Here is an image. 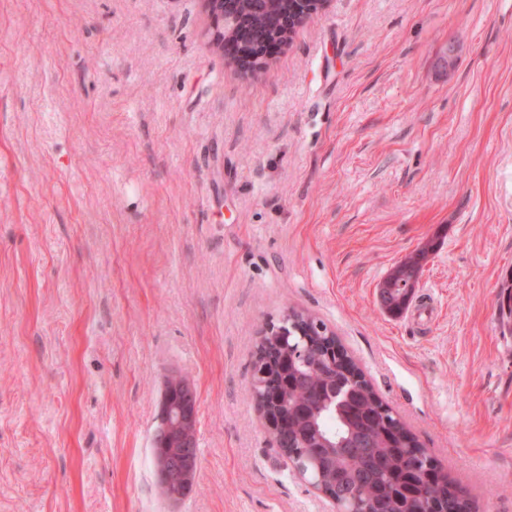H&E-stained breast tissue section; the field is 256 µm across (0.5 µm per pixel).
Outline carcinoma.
I'll list each match as a JSON object with an SVG mask.
<instances>
[{
	"mask_svg": "<svg viewBox=\"0 0 512 512\" xmlns=\"http://www.w3.org/2000/svg\"><path fill=\"white\" fill-rule=\"evenodd\" d=\"M429 250L421 249L406 256L393 269L394 277L408 284L426 260ZM299 329L311 341L320 338L326 325L314 317L299 315ZM292 387L278 386V410L288 416V427L282 445L291 459L304 463L306 449L319 439L330 442V450L318 454L309 467V478L328 489L339 501H349L344 492L361 477L374 504L375 512H405V489L418 498L434 500L440 512H473V504L450 491L451 481L434 482L416 477L410 464L423 469L430 459L416 438L399 427L393 415L381 410L382 401L369 382L351 393L341 403V411L333 413L326 402L338 400L348 379L345 367L329 363L318 346L307 348V355L288 363ZM365 438L371 442L368 455L348 456L347 439Z\"/></svg>",
	"mask_w": 512,
	"mask_h": 512,
	"instance_id": "carcinoma-1",
	"label": "carcinoma"
}]
</instances>
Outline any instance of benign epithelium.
<instances>
[{"label": "benign epithelium", "mask_w": 512, "mask_h": 512, "mask_svg": "<svg viewBox=\"0 0 512 512\" xmlns=\"http://www.w3.org/2000/svg\"><path fill=\"white\" fill-rule=\"evenodd\" d=\"M241 0H204L206 10L216 24L215 42L229 45L232 53L228 61L241 70H255L266 62L268 49L286 43L278 34L256 35L250 19L240 10ZM328 0H296L294 13L278 17L279 29L285 34L293 32L308 18L322 11ZM296 314L292 311L279 321L270 324L266 336H284L293 324ZM266 370L253 372L251 390L266 388L268 382L282 373L288 365V355L281 353L265 360ZM256 409L264 421L275 445H280L284 424L270 415L265 399L255 398ZM198 399L193 382L176 373L164 380L159 424L153 436V459L159 485L165 497L177 503L186 497L198 477L197 447ZM179 456L182 464L177 477L169 475L170 459Z\"/></svg>", "instance_id": "7a95c632"}]
</instances>
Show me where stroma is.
<instances>
[{
    "label": "stroma",
    "instance_id": "obj_1",
    "mask_svg": "<svg viewBox=\"0 0 512 512\" xmlns=\"http://www.w3.org/2000/svg\"><path fill=\"white\" fill-rule=\"evenodd\" d=\"M214 33L202 0H0V512H336L251 391L291 308L512 512V0H330L252 73ZM424 247L431 312H385ZM173 372L199 401L176 505ZM429 253V249H421L415 252L414 254H410L406 256L403 260L399 262L398 265L391 271L394 273V277L398 280H403L399 282L400 286H403L401 289L404 290L406 298L410 297V289L406 288L408 281L412 279L414 273L420 269L422 263L426 260L427 255ZM413 280H411L412 282ZM198 399L193 382L180 374L164 380L159 424L153 436V459L159 485L165 497L180 502L193 489L198 477ZM182 457L178 475H169L172 457Z\"/></svg>",
    "mask_w": 512,
    "mask_h": 512
}]
</instances>
